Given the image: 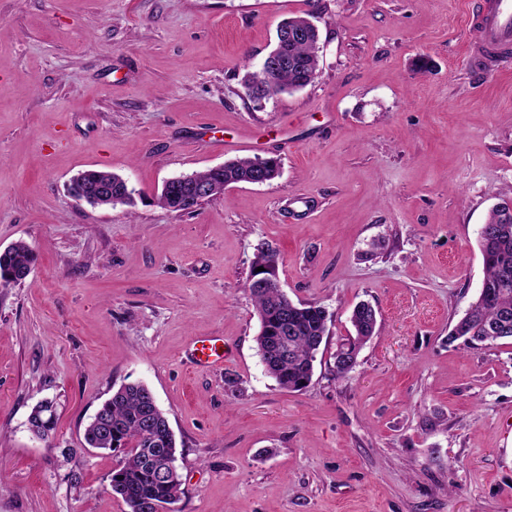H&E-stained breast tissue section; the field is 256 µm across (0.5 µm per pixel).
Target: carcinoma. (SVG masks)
I'll use <instances>...</instances> for the list:
<instances>
[{"instance_id":"carcinoma-1","label":"carcinoma","mask_w":512,"mask_h":512,"mask_svg":"<svg viewBox=\"0 0 512 512\" xmlns=\"http://www.w3.org/2000/svg\"><path fill=\"white\" fill-rule=\"evenodd\" d=\"M316 35L288 45L285 64L275 76L264 96L273 98L308 85V74L319 70ZM264 166L267 179L280 176V162L275 157L240 158L227 161L205 171L172 178V189L158 197V204L174 212H190L185 188L192 183H207L224 193L227 188L248 183L258 166ZM112 178V190L125 188L127 181L110 171L87 170L76 177L79 187L90 192L105 177ZM512 194H504L489 211L479 231V246L484 278L478 297L448 334V342L462 337L471 346L497 341H512ZM34 255L23 241L0 251V271L14 274L13 280L0 281L1 287L18 284L31 272ZM265 276L269 285L248 287L260 319L256 341L266 372L283 389L301 391L310 383L317 354L329 336L331 315L317 303H295L285 299L278 288V257L268 245H256L250 278ZM288 311V350L270 344L279 335L283 311ZM355 335L337 346L334 356L335 374L342 378L357 364L363 344L377 329V312L368 303L357 304L351 315ZM101 414L93 416L84 434L87 445L114 452L126 450L125 459L112 472L110 488L126 503L130 512H141L143 503L174 505L182 494L180 475L163 476L159 469L168 460H176V440L168 431V419L151 400V390L143 384H125L112 393L101 406ZM153 425H145L146 420Z\"/></svg>"}]
</instances>
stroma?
<instances>
[{"instance_id":"stroma-1","label":"stroma","mask_w":512,"mask_h":512,"mask_svg":"<svg viewBox=\"0 0 512 512\" xmlns=\"http://www.w3.org/2000/svg\"><path fill=\"white\" fill-rule=\"evenodd\" d=\"M473 3L0 0V251L36 256L0 287V512H128L122 453L83 433L134 382L176 438L175 512H512V344L448 340L512 188V57L474 59ZM295 15L319 75L254 102L243 75ZM254 156L280 176L189 214L156 203L168 178ZM88 169L135 206L75 201ZM261 241L289 298L332 315L300 392L258 352ZM362 301L378 332L340 379ZM198 336L223 338V367L189 361ZM43 399L46 441L27 428ZM33 261V252L23 241L13 244L6 251H0V271H9L15 276L11 281L1 282L0 280V286L7 287L13 283H21L20 281L26 279L30 274Z\"/></svg>"}]
</instances>
